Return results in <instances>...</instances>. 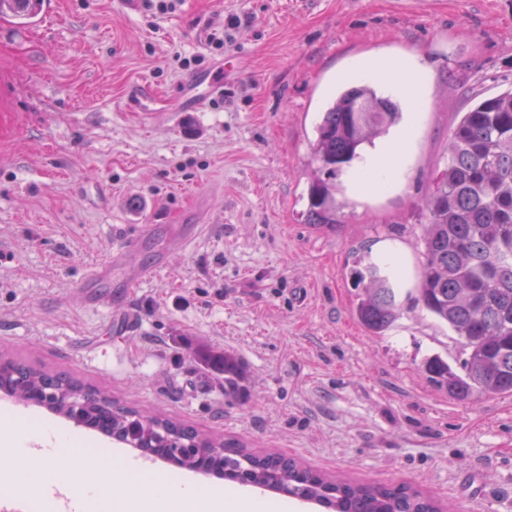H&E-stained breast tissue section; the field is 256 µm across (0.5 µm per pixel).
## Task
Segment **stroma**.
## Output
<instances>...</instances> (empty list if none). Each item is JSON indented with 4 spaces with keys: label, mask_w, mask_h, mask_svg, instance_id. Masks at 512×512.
I'll return each instance as SVG.
<instances>
[{
    "label": "stroma",
    "mask_w": 512,
    "mask_h": 512,
    "mask_svg": "<svg viewBox=\"0 0 512 512\" xmlns=\"http://www.w3.org/2000/svg\"><path fill=\"white\" fill-rule=\"evenodd\" d=\"M35 22L0 16V356L68 375L259 455L353 482L405 485L455 512H512V394L461 401L428 358L466 357L411 295L426 201L478 99L512 89V0H55ZM239 16L245 76L204 107L190 78L225 57L210 23ZM413 57L399 174L380 192L336 181L335 226L307 219L321 112L360 61ZM198 224L179 252L175 233ZM136 249L95 293L74 294L124 241ZM400 274L387 335L354 313V260ZM163 264L133 283L131 267ZM238 385L224 388L221 357ZM87 447L128 448L46 408Z\"/></svg>",
    "instance_id": "obj_1"
}]
</instances>
